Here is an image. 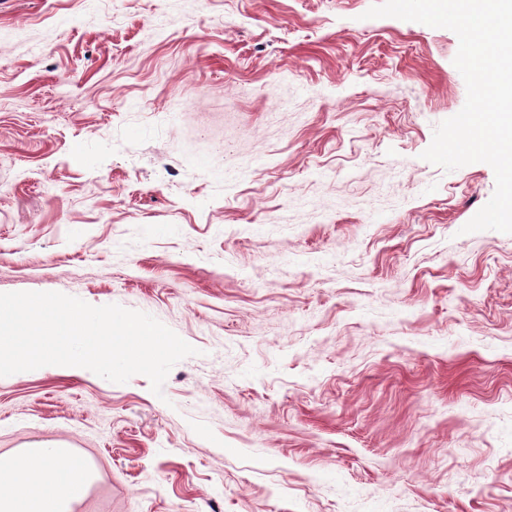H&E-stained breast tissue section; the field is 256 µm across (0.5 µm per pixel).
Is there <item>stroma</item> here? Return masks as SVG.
I'll use <instances>...</instances> for the list:
<instances>
[{
	"mask_svg": "<svg viewBox=\"0 0 512 512\" xmlns=\"http://www.w3.org/2000/svg\"><path fill=\"white\" fill-rule=\"evenodd\" d=\"M373 0H0V293L152 315L162 395L0 377V454L62 441L73 512H512V234L422 158L445 28Z\"/></svg>",
	"mask_w": 512,
	"mask_h": 512,
	"instance_id": "35a3bbf8",
	"label": "stroma"
}]
</instances>
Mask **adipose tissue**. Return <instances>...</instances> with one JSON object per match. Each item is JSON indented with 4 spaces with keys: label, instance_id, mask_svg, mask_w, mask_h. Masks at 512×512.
I'll use <instances>...</instances> for the list:
<instances>
[{
    "label": "adipose tissue",
    "instance_id": "adipose-tissue-1",
    "mask_svg": "<svg viewBox=\"0 0 512 512\" xmlns=\"http://www.w3.org/2000/svg\"><path fill=\"white\" fill-rule=\"evenodd\" d=\"M60 443H42L0 455V512H71L87 494L92 473L74 467Z\"/></svg>",
    "mask_w": 512,
    "mask_h": 512
}]
</instances>
